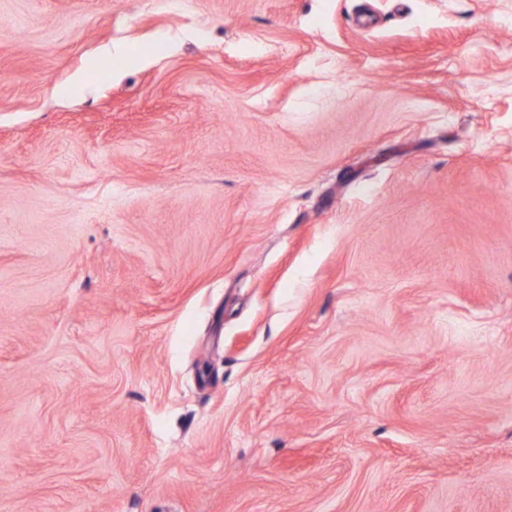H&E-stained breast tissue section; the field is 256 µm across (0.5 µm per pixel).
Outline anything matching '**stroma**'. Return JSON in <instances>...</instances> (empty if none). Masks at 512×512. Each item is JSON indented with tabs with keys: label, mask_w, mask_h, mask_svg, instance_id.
Wrapping results in <instances>:
<instances>
[{
	"label": "stroma",
	"mask_w": 512,
	"mask_h": 512,
	"mask_svg": "<svg viewBox=\"0 0 512 512\" xmlns=\"http://www.w3.org/2000/svg\"><path fill=\"white\" fill-rule=\"evenodd\" d=\"M0 512H512V0H0Z\"/></svg>",
	"instance_id": "35a3bbf8"
}]
</instances>
